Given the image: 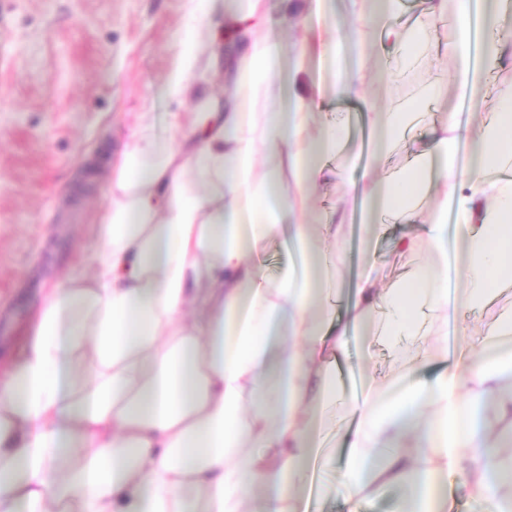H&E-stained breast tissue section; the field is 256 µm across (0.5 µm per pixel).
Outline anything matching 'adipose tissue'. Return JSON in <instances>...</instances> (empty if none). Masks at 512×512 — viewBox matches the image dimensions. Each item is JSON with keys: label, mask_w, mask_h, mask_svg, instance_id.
I'll return each mask as SVG.
<instances>
[{"label": "adipose tissue", "mask_w": 512, "mask_h": 512, "mask_svg": "<svg viewBox=\"0 0 512 512\" xmlns=\"http://www.w3.org/2000/svg\"><path fill=\"white\" fill-rule=\"evenodd\" d=\"M199 2L238 45L226 69L231 91L211 111L174 122L169 137L142 125L127 142L94 272L50 289L19 362L0 377V512H300L331 411L356 423L340 473L346 512L377 484L401 488L398 512H446L456 478L484 512H512L500 496L512 485V394L501 388L512 372V314L479 340L460 330L457 351L440 356L431 376L419 336L448 305L449 275L477 308L512 267V176L501 173L512 156V85L499 88L500 108L472 139L467 163L458 161L452 110L430 126L421 164L367 180L364 200L402 224L412 220L409 198L434 194L421 236L396 247L413 254L429 241L441 265L415 269L397 290L366 276L341 319L325 286L344 276L341 249L320 245L346 214L307 208L346 128L303 92L320 28L304 11L284 53L265 33L259 0ZM398 2L346 0L352 20L336 31L337 43L356 49L362 27L381 29L388 55L378 80L389 88L448 14V0H429L403 25ZM511 39L498 0H487L478 34L468 0H458L446 52L472 105ZM282 63L288 81L279 85ZM335 92L365 102L380 161L403 125L368 102L364 61L344 70ZM262 159L273 171L259 173ZM283 168L291 185L277 177ZM452 220L463 247L453 270ZM283 238L299 259L273 279L261 256ZM375 318L399 376L365 401L342 397L336 368L351 330ZM482 408L506 429L490 435Z\"/></svg>", "instance_id": "obj_1"}]
</instances>
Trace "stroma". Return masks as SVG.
<instances>
[{
  "instance_id": "obj_1",
  "label": "stroma",
  "mask_w": 512,
  "mask_h": 512,
  "mask_svg": "<svg viewBox=\"0 0 512 512\" xmlns=\"http://www.w3.org/2000/svg\"><path fill=\"white\" fill-rule=\"evenodd\" d=\"M208 25L207 17L192 12L189 0H5L0 5V366L18 353L48 288L65 275L90 271V247L112 204V172L138 118L161 133L172 115L199 111L200 97L162 93L183 46L195 47L201 86L223 97V60L204 42ZM429 75L447 81L462 125L477 133L488 113L499 109L497 86L512 83V42L480 110L464 102L450 63L434 50L422 67L399 73L395 90L371 77L368 96L388 111L424 112L429 121L440 120L442 108L423 93ZM323 109L348 115V149L372 143L362 103L329 95ZM422 150L419 133L396 140L375 171L384 178L399 176L420 162ZM367 162V156H359L350 170L344 157L329 158L328 180L311 203L323 214L349 208L339 232L345 275L335 305L341 313L367 265H381L385 285L395 288L417 266L437 261L426 242L414 255L397 251L394 240L406 230L402 224L392 225L386 237L365 241L366 211L353 196L366 181ZM450 303L451 320L426 330L424 342L437 354L448 348L447 326L469 325L478 338L496 327L502 314L512 311V287L476 313L464 308L460 286H453ZM368 371L386 384L398 366L383 343L359 338L339 369L341 391L356 392V380ZM304 505L307 512H344L334 476L317 458Z\"/></svg>"
}]
</instances>
